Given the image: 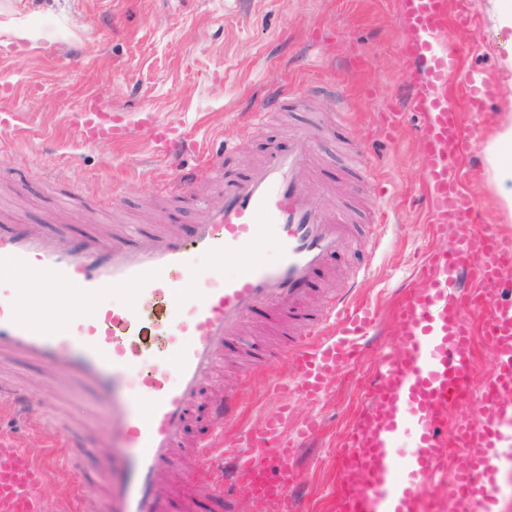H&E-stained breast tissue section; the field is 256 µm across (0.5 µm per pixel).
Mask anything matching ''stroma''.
Wrapping results in <instances>:
<instances>
[{"label":"stroma","mask_w":512,"mask_h":512,"mask_svg":"<svg viewBox=\"0 0 512 512\" xmlns=\"http://www.w3.org/2000/svg\"><path fill=\"white\" fill-rule=\"evenodd\" d=\"M479 34L465 42L464 61L476 80L501 83L499 54L512 32H494L476 0ZM44 29L38 41L0 42V109L19 112L18 128L0 132V219L8 223L66 224L72 234L110 236L117 224L145 228L171 224L185 236L197 224L208 188L183 198L158 199L155 187L168 173L151 150L153 129L132 128L123 145L81 144L68 116L87 94L101 111L134 114L149 108L173 124H199L204 139L238 142L221 158L224 177L248 173L260 159L288 153L290 127L315 131L319 164L306 188L315 196L345 199L349 209L369 212L375 187L353 188L344 169L348 146L367 150L385 183L383 207L391 222L377 251L350 241L328 271L319 274L309 303L320 306L328 288H354L389 304L429 241L420 192L422 154L419 120L407 116L396 142H388L380 114L404 97L411 66L399 55L403 27L397 0H0V25ZM368 59L365 74L350 72V57ZM346 86L369 84L370 93L351 96L346 119L322 103L314 111L289 110L287 125L268 123L242 131L239 120L266 92L300 85L316 76ZM471 186L485 224L505 217L488 184L482 143H475ZM368 362L344 371L322 407L293 402L289 423L319 413L326 430L317 446L300 449L295 464L305 478L310 512H335L337 457L332 444L357 404ZM16 385L27 388L48 414L50 432L76 424L91 448L110 453L112 427L90 396L78 393L62 374L47 375L27 361L11 364ZM247 383L239 425L258 424L277 405L251 363L233 358L208 379L193 407L189 436L207 428L205 408L236 380Z\"/></svg>","instance_id":"obj_1"}]
</instances>
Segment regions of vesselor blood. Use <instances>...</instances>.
I'll return each mask as SVG.
<instances>
[{"instance_id":"b4317fda","label":"vessel or blood","mask_w":512,"mask_h":512,"mask_svg":"<svg viewBox=\"0 0 512 512\" xmlns=\"http://www.w3.org/2000/svg\"><path fill=\"white\" fill-rule=\"evenodd\" d=\"M398 4L404 27L397 47L415 73L404 106L383 112V129L395 136L404 113L419 114V198L428 232L435 238L454 226L459 243L428 248L389 311L349 290L331 295L319 313L307 306L314 275L351 231L331 199L306 189L315 143L307 130L295 135L288 154L222 182L217 159L234 144L195 143L205 160L186 166L184 136L155 112H141L171 170L162 193L213 188L214 202L187 238L165 224L148 232L123 224L107 242L63 226L49 234L37 225H0V273L68 288L83 303L67 319L38 324L22 288L0 293V360L65 371L107 405L116 451L93 460L106 512H197L215 500L226 512H308L291 460L318 436L316 417L291 429L282 406L257 426L234 428L242 399L233 389L210 403L207 433L192 440L186 434L225 342L257 317L287 324L289 338L274 349H253L254 370L279 363L275 389L315 406L344 368L370 348L392 346L339 442L335 512H501L505 458L512 454V300L503 298L512 249L499 228L476 232L481 210L469 188L470 145L496 120L479 106L495 91L472 79L459 45L448 40L449 29L473 27L475 0ZM323 95L312 86L270 95L248 125ZM467 106L479 110L476 126L465 121ZM73 126L87 144H122L132 136L118 116L85 103ZM258 243L275 245L277 259L258 254ZM202 256L224 259L234 274L199 265ZM109 285L131 288L132 299L99 304ZM475 383L481 411L470 423L459 412ZM7 417L30 419L31 402L22 389L0 383V512H52L44 487L55 456L23 447L4 425ZM405 432L414 443L401 461L394 448ZM217 438L223 448L214 447Z\"/></svg>"}]
</instances>
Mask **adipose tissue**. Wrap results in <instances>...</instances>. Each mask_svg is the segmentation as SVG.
Here are the masks:
<instances>
[{"label": "adipose tissue", "mask_w": 512, "mask_h": 512, "mask_svg": "<svg viewBox=\"0 0 512 512\" xmlns=\"http://www.w3.org/2000/svg\"><path fill=\"white\" fill-rule=\"evenodd\" d=\"M484 155L486 171L495 186L500 206L512 219V102L504 107L489 134Z\"/></svg>", "instance_id": "ef3b65f1"}]
</instances>
